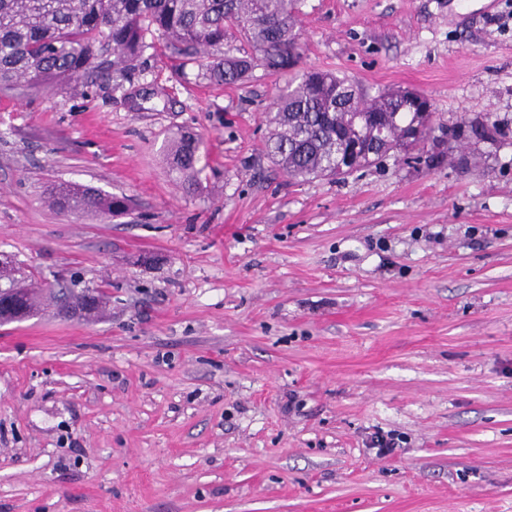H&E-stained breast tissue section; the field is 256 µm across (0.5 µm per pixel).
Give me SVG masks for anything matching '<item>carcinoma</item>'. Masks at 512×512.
<instances>
[{
  "instance_id": "cac0c4a2",
  "label": "carcinoma",
  "mask_w": 512,
  "mask_h": 512,
  "mask_svg": "<svg viewBox=\"0 0 512 512\" xmlns=\"http://www.w3.org/2000/svg\"><path fill=\"white\" fill-rule=\"evenodd\" d=\"M300 0H0V87L22 80L35 87L112 78L149 50L164 48L174 67L197 69L217 84H241L256 69L290 74L268 107L267 154L296 180L336 178L340 147L357 136L369 167L400 154L402 134L419 123L421 104L399 90L371 94L345 76L322 69L298 71L302 45L295 30ZM240 42L237 52L224 49ZM112 59H107V56ZM202 140L185 133L168 148L169 172L182 189L196 188ZM52 204L80 215L123 214L127 199L89 188L62 187ZM0 305L20 303L28 317L51 299L26 268L6 270ZM105 293L69 291L59 300L72 312L90 314Z\"/></svg>"
}]
</instances>
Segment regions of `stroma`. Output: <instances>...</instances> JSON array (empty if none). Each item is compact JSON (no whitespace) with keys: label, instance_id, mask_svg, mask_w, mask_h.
Here are the masks:
<instances>
[{"label":"stroma","instance_id":"obj_1","mask_svg":"<svg viewBox=\"0 0 512 512\" xmlns=\"http://www.w3.org/2000/svg\"><path fill=\"white\" fill-rule=\"evenodd\" d=\"M296 30L303 66L500 135L298 182L260 70L148 52L129 81L0 90V252L110 295L0 324V512H512V0H303ZM56 184L133 207L62 213ZM202 140L192 133H184L174 139L168 148L167 165L169 172L177 174L182 189L194 190L199 180L197 168L198 155Z\"/></svg>","mask_w":512,"mask_h":512}]
</instances>
